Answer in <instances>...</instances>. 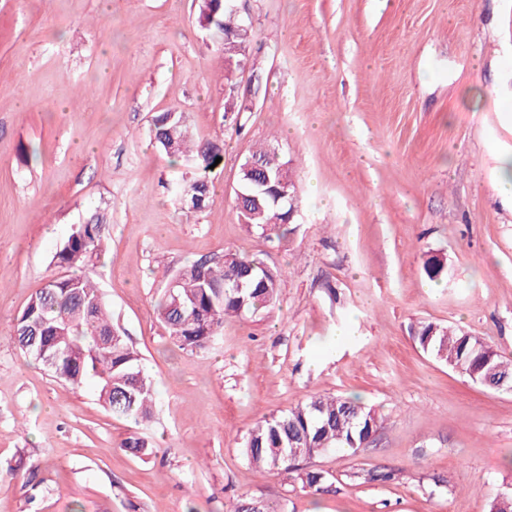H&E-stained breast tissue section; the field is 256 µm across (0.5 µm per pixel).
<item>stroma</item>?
<instances>
[{
    "instance_id": "obj_1",
    "label": "stroma",
    "mask_w": 512,
    "mask_h": 512,
    "mask_svg": "<svg viewBox=\"0 0 512 512\" xmlns=\"http://www.w3.org/2000/svg\"><path fill=\"white\" fill-rule=\"evenodd\" d=\"M237 4L254 30L233 75L251 106L239 114L193 0H0V512H226L240 497L277 512H486L512 489V391L436 361L410 327L458 325L512 359V198L497 189L512 0ZM172 109L224 144L202 212L170 190L193 162L150 141L152 116ZM272 138L300 195L281 246L249 235L235 203L241 164ZM100 205L106 250L86 273L155 385L147 422L105 412L91 385L55 379L11 339ZM228 249L279 272L280 303L183 352L157 302L173 272ZM318 394L383 423L358 453L307 460L328 478L314 493L242 448ZM134 433L149 443L138 456L121 446Z\"/></svg>"
}]
</instances>
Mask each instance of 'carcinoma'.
I'll return each instance as SVG.
<instances>
[{"instance_id":"1","label":"carcinoma","mask_w":512,"mask_h":512,"mask_svg":"<svg viewBox=\"0 0 512 512\" xmlns=\"http://www.w3.org/2000/svg\"><path fill=\"white\" fill-rule=\"evenodd\" d=\"M197 24L211 22L224 29V60L246 62L252 33H239L242 16L231 0H198ZM150 132L156 146L168 156L193 160L199 173L179 188L185 207L201 212L208 208L210 166L223 156L218 142L201 143L193 138L183 113L168 111L152 117ZM269 142L249 158L261 161L269 175L268 193L262 206L240 212L246 232L267 242H284L292 228L290 206L275 203L282 161ZM106 215L93 213L72 230L53 260L67 269L94 265L103 249ZM176 286L164 290L158 313L169 337L187 353L210 348L228 316L266 311L279 298L277 271L260 260L226 251L219 259L200 260L173 275ZM419 348L435 360L469 379L512 384V362L505 361L480 337L464 329H450L420 321L411 327ZM13 340L30 360L43 365L65 383L94 385L100 405L118 417L149 420L153 413L152 381L142 358L112 323V312L96 284L85 274L57 277L36 292L16 316ZM381 426L378 412L351 399L313 396L286 412L260 421L247 435L243 452L248 463L264 472H293L303 486L320 491L327 476L307 470L303 462L333 448L351 452L365 447ZM229 512H274L259 497L235 500ZM487 512H512V492H498L487 502Z\"/></svg>"}]
</instances>
